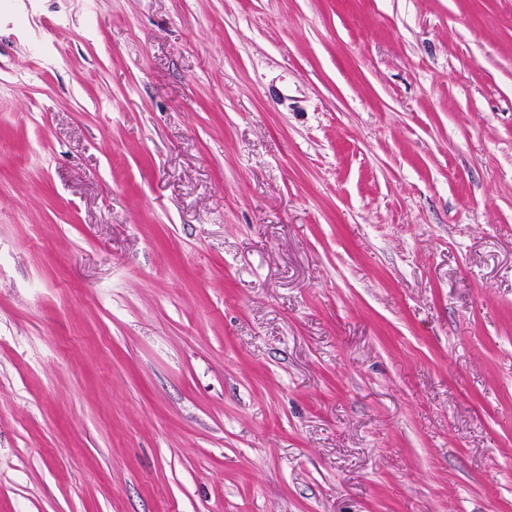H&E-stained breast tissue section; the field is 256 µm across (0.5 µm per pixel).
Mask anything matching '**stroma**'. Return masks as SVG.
<instances>
[{"mask_svg":"<svg viewBox=\"0 0 512 512\" xmlns=\"http://www.w3.org/2000/svg\"><path fill=\"white\" fill-rule=\"evenodd\" d=\"M0 512H512V0H0Z\"/></svg>","mask_w":512,"mask_h":512,"instance_id":"35a3bbf8","label":"stroma"}]
</instances>
